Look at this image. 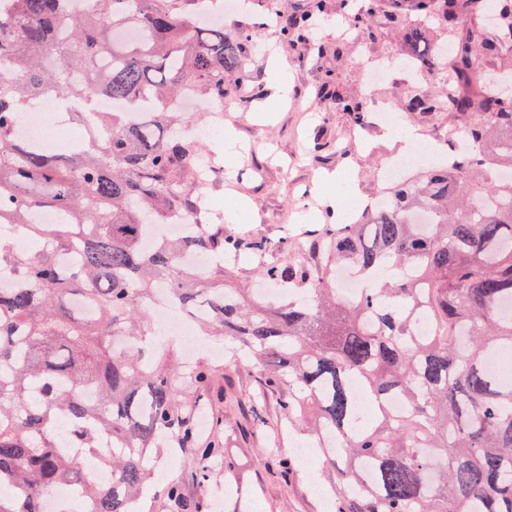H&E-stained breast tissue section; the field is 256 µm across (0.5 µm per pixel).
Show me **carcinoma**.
I'll use <instances>...</instances> for the list:
<instances>
[{"mask_svg":"<svg viewBox=\"0 0 512 512\" xmlns=\"http://www.w3.org/2000/svg\"><path fill=\"white\" fill-rule=\"evenodd\" d=\"M323 2L289 17L285 41H310ZM63 3L11 0L0 12V219L23 226L33 245L20 253L0 239V268L20 281L0 290V483L13 486L0 512H45L60 484L74 497L59 512H133L155 449L218 454L188 412L211 370L182 375L145 308L159 284L199 312L198 327L243 351L288 426L337 443L323 454L334 512H512V379L488 364L512 354V316L499 314L512 302V184L490 181V207L461 202L469 181L496 165L512 169V93L469 89L479 58L512 45V0L490 11L479 0H411V14L388 15L409 45L425 47L423 61L447 47L431 43L430 25L448 32V111L470 117L474 153L394 184L388 208L359 224L320 225L295 263L265 261L260 277L295 293L277 302L225 284L233 266L224 262L198 274L180 261L187 252L265 254L261 239L207 224L193 241L144 247L172 212L203 204L200 142L181 131L191 114L171 103L189 90L223 102L253 33L224 32L200 0H91L74 14ZM489 13L498 17L492 37L481 21ZM118 27L141 41L115 42ZM46 94L79 103L87 141L57 153L21 136V114ZM322 94L361 120L363 103L333 91L331 79ZM103 96L126 111H96ZM32 209L58 222L31 224ZM418 210L433 222L410 223ZM341 263L367 285L356 299L333 287ZM77 297L96 313H76ZM424 320L430 331L421 334ZM117 337L128 346L118 349ZM88 388L96 399H85ZM393 395L405 403L398 418L384 405ZM87 454L112 472L111 484L84 469ZM156 498L206 512L178 481Z\"/></svg>","mask_w":512,"mask_h":512,"instance_id":"carcinoma-1","label":"carcinoma"}]
</instances>
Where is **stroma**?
<instances>
[{"instance_id":"obj_1","label":"stroma","mask_w":512,"mask_h":512,"mask_svg":"<svg viewBox=\"0 0 512 512\" xmlns=\"http://www.w3.org/2000/svg\"><path fill=\"white\" fill-rule=\"evenodd\" d=\"M249 2V13L224 15L225 31L255 30L256 44L244 57L243 78L233 83L225 98L224 124L235 133V148L225 151L220 137L208 142L210 149L225 152L228 159L223 178L209 190L210 200L223 210L232 208L235 198L248 200V209L225 222V230L263 239L288 261L296 257L293 242L300 228L311 230L326 220L324 199L336 188L319 181L322 171L352 167L360 196L380 195L379 169L400 149L385 137L374 109H387L399 123L417 128L433 151L451 148L452 132L464 129L465 120L444 107L433 112L410 110L415 92L405 85L398 65L416 54L387 21L391 0H379L363 28L360 49L344 34L353 17V0H324L325 15L315 42L297 45L281 37L267 0ZM274 50L287 60V76L270 69L268 58ZM327 78L364 102L362 122L333 110L319 97L318 89ZM283 79L288 82L284 98L276 91ZM228 185L235 198L225 194ZM299 209L306 212L304 224L287 223V216ZM214 342L211 336L202 339L198 361L213 367L215 375L196 410L206 420L212 412H223L220 452L235 460L236 478L228 486L218 476L200 488L195 476L202 462L194 449L185 448L173 461L160 453L164 480L180 481L188 494H206L208 512H325L324 498L312 487L329 486L326 471L321 464L309 467L300 461L291 474L277 469V459H294L290 444L264 448L260 440L263 434H274L281 411L271 399L252 405V397L262 388L260 375L247 364L225 367L223 357L212 350Z\"/></svg>"}]
</instances>
